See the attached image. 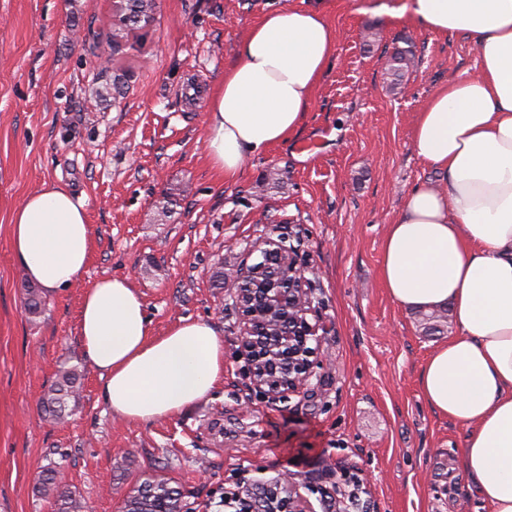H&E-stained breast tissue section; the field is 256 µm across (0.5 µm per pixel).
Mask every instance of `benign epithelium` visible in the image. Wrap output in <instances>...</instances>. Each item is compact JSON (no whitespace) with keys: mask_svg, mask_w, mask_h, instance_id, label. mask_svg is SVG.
<instances>
[{"mask_svg":"<svg viewBox=\"0 0 512 512\" xmlns=\"http://www.w3.org/2000/svg\"><path fill=\"white\" fill-rule=\"evenodd\" d=\"M252 251L266 255L259 268L243 264L230 279L229 295L239 315L237 353L245 360L254 389L271 400H284L311 390L323 363L320 350L327 335L318 319L311 281L298 263V249L286 237L264 238ZM264 281L254 283L259 271ZM353 489L336 499V512H368L359 480L348 476ZM238 512H314L300 492L295 474L284 471L270 481L239 482L233 496Z\"/></svg>","mask_w":512,"mask_h":512,"instance_id":"7a95c632","label":"benign epithelium"}]
</instances>
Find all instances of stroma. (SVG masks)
Here are the masks:
<instances>
[{
  "label": "stroma",
  "mask_w": 512,
  "mask_h": 512,
  "mask_svg": "<svg viewBox=\"0 0 512 512\" xmlns=\"http://www.w3.org/2000/svg\"><path fill=\"white\" fill-rule=\"evenodd\" d=\"M312 0H158L127 53L98 63L113 0H0V512H53L38 491L63 469L86 512H117L150 477L168 479L195 512H224L240 479L358 474L374 512H483L459 461L460 426L418 386L428 354L455 333L428 334L423 313L388 296L379 267L390 221L417 184L440 175L417 157L413 127L433 90L475 70L462 32L422 30L405 0H333L336 54L297 136L224 182L204 156L206 101L261 16ZM416 59L387 70L403 39ZM125 73L124 98L105 95ZM54 182L87 197L95 249L81 284L24 309L27 280L9 239L13 209ZM287 233L314 287L327 360L314 388L285 401L256 393L234 358L237 318L217 270ZM125 276L156 332L184 317L224 340V380L192 409L149 425L115 417L77 340L84 290ZM83 367L78 406L60 424L37 406L63 363Z\"/></svg>",
  "instance_id": "obj_1"
}]
</instances>
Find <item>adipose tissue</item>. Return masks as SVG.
Segmentation results:
<instances>
[{"mask_svg":"<svg viewBox=\"0 0 512 512\" xmlns=\"http://www.w3.org/2000/svg\"><path fill=\"white\" fill-rule=\"evenodd\" d=\"M326 8L270 10L209 95L204 151L225 182L303 126L336 53ZM408 10L431 32L473 38L478 65L416 115L414 150L446 185L407 193L386 230L381 278L404 310L450 307L457 333L428 355L420 390L462 428L463 475L484 512H512V0H410ZM10 246L48 295L82 281L94 248L84 197L55 183L31 192L11 214ZM77 336L105 402L129 423L172 418L224 378L215 325L182 318L156 333L126 277L85 289Z\"/></svg>","mask_w":512,"mask_h":512,"instance_id":"obj_1","label":"adipose tissue"}]
</instances>
